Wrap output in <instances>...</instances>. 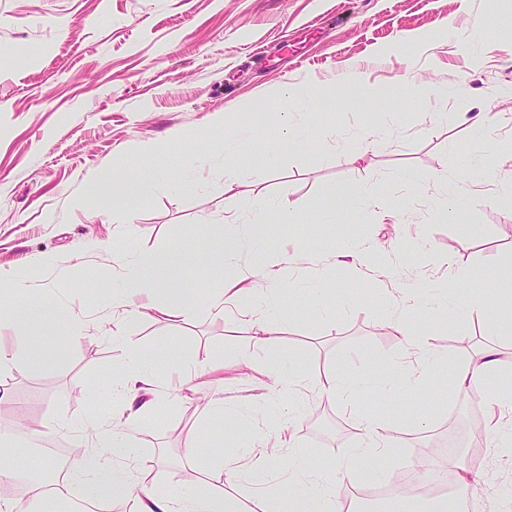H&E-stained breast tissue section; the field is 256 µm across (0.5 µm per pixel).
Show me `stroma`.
<instances>
[{
	"label": "stroma",
	"mask_w": 512,
	"mask_h": 512,
	"mask_svg": "<svg viewBox=\"0 0 512 512\" xmlns=\"http://www.w3.org/2000/svg\"><path fill=\"white\" fill-rule=\"evenodd\" d=\"M490 28L477 55L464 34L475 19ZM403 44H396V37ZM364 87L350 82L353 71ZM408 79L413 95L399 92ZM465 81L449 94L443 118H433L426 90ZM306 86L314 96L333 94L323 110L301 117L304 143L269 157L258 140L239 143L242 126L273 131L277 113L252 111L253 103L282 83ZM512 86V0H0V276L32 287L51 282L80 314L85 336L62 361L36 374L0 376V387L17 396L20 411L35 423L64 419L90 423L106 408L100 388L124 362L129 346L151 352L166 344L173 363L250 350L248 322L224 321L205 307L220 286L203 256H190L183 274L198 289L200 308L189 322L127 318L130 345L112 340L106 299L120 285L124 259L137 248L161 255L192 237H220L215 222L230 201L224 172L232 170L255 212L267 201L282 211L272 218L262 249L245 248L240 259L258 262L262 250L303 252L295 288L323 286L317 299L281 294L282 344L273 361L295 369L308 387L333 370L373 381L392 378L396 391L380 400L365 394L348 401L309 397L286 426L315 468L361 442L356 417L391 422L387 460L360 459L351 466L352 489L385 482L411 457L425 462L451 456L448 432L459 422L476 426L484 453L471 461L482 478L469 488L479 512H492L512 494V457L489 452L494 436L484 429L486 407L502 392V380L450 391L454 361L493 346L512 353V297L496 298L490 310L457 308L459 328L449 327L436 306L442 287L454 283L462 300L495 285L512 266V102L499 99ZM372 101H365L367 90ZM496 114L482 137L474 117ZM223 113L224 128L209 124ZM156 150L134 155L133 141ZM220 156L207 185L184 182L185 156ZM478 203L463 213L439 214L428 206L430 174L455 175L472 156ZM421 175L407 186L404 171ZM138 174L141 196L129 201L120 189L101 196L104 173ZM373 186L388 206L405 213L401 223L381 222L356 201L331 204L326 186ZM86 206H77V197ZM124 224L113 223V215ZM368 242H389V275L362 282L333 263L332 253ZM54 256L64 276L40 268ZM447 254L453 266L438 264ZM479 270L475 279L451 280L449 268ZM422 307L410 313L428 349L446 354L432 374V394L415 402L406 378L394 372L402 357L393 319L410 285ZM448 387L440 395L438 387ZM198 385L192 401L138 434V474L146 484L179 490L198 465L184 457L200 432V410L213 399ZM224 403L256 415L274 408L260 383L226 376Z\"/></svg>",
	"instance_id": "obj_1"
}]
</instances>
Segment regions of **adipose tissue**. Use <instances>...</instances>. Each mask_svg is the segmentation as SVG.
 Returning a JSON list of instances; mask_svg holds the SVG:
<instances>
[{
	"mask_svg": "<svg viewBox=\"0 0 512 512\" xmlns=\"http://www.w3.org/2000/svg\"><path fill=\"white\" fill-rule=\"evenodd\" d=\"M308 92L297 85H281L275 92L276 112L281 121L274 132L264 139L269 155H277L298 144L299 114L304 109ZM481 167L480 157H472L468 171L451 178L438 176V189L430 199L438 211L462 210L474 198L473 174ZM239 181L232 175L224 177V192L236 199L235 208L226 210L224 239L214 245L195 239L178 245L162 257L130 251L122 285L113 289L108 303L113 313L156 319L159 317L189 318L199 307L193 289L182 287V267L187 253L206 254L212 273L223 276L224 286L207 303V308L227 318L248 317L252 331V350L230 359L216 357L209 361L205 372H198L191 362L174 368L169 364L170 350L158 347L146 354L131 349L119 375L106 382L109 398L120 404L119 417L97 423L93 429L94 446L72 466L70 480H83L85 497L90 501L108 499L133 501V512H244L235 490L243 484H259L254 512H336L339 489L337 476L347 475L354 459L381 458L392 445V427L386 420L368 415L361 417L359 427L365 440L347 449L330 466L306 469L301 490L291 491L281 485L265 486L270 466L282 458L296 464L305 461V451L288 436L285 428L275 433L256 432L254 425L241 420L234 409L225 407L217 399L204 406L202 414L207 422L198 438L185 450L187 459L198 463L205 478L175 493H162L147 488L136 476L140 455L136 433L160 412L169 408V399H188L195 391L199 375L210 376L212 384L223 386L225 372L234 371L244 376L259 374L269 381L271 389L283 394L292 393L296 379H287L271 365L260 363L256 355L278 349V313L269 300L270 292L289 286L295 270L304 262L299 252L280 251L264 257L258 266L239 262L246 242L260 243L269 226L266 222L250 219L249 201L239 189ZM265 281L270 291L262 293L256 280ZM50 301L44 305L30 303L32 291L25 283L7 282L0 285V331L14 333L16 350L0 349V372L22 370L40 372L57 364L61 357L79 347L83 328L77 316L69 315L61 298L53 288L43 290ZM69 317V334L55 347L48 346L42 329L61 315ZM512 371V361L501 358L497 349L489 347L473 352L456 362L452 385L464 392L477 384L495 380L500 374ZM242 432L246 441L258 444L260 452L250 463L241 456L224 449L225 429ZM51 458H21L15 455L11 443H0V477L23 478L33 502H58L66 512H72L74 501L68 490L49 491L44 479L51 471Z\"/></svg>",
	"mask_w": 512,
	"mask_h": 512,
	"instance_id": "adipose-tissue-1",
	"label": "adipose tissue"
}]
</instances>
